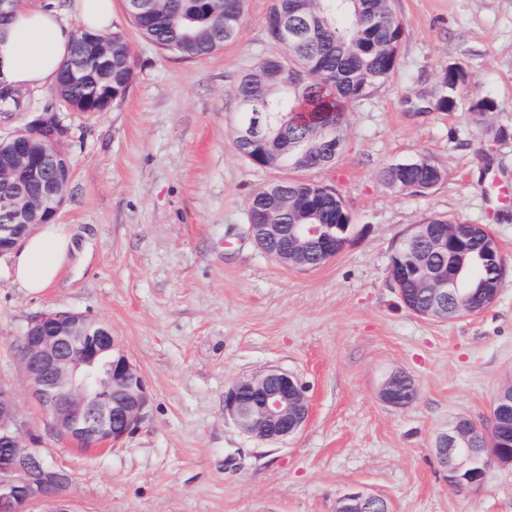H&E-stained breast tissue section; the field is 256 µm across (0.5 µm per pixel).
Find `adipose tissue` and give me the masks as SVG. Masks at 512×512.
Instances as JSON below:
<instances>
[{"label": "adipose tissue", "instance_id": "obj_1", "mask_svg": "<svg viewBox=\"0 0 512 512\" xmlns=\"http://www.w3.org/2000/svg\"><path fill=\"white\" fill-rule=\"evenodd\" d=\"M72 30L55 0H19L0 27V79L25 89L55 85L71 52ZM79 228L55 222L33 229L11 257L15 288L38 295L55 286L75 251Z\"/></svg>", "mask_w": 512, "mask_h": 512}]
</instances>
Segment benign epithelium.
<instances>
[{"mask_svg":"<svg viewBox=\"0 0 512 512\" xmlns=\"http://www.w3.org/2000/svg\"><path fill=\"white\" fill-rule=\"evenodd\" d=\"M55 112H41L33 127L44 133L36 143L26 131L0 136V167L10 174L7 191L0 194V256L15 250L38 222L55 219L65 203L66 185L54 163ZM261 113L250 114L238 134L256 141L262 136ZM38 221H33L32 217ZM281 225L266 224L252 239L263 251L279 235ZM430 233L440 253L462 248V239L447 224H434ZM321 236V225L301 224L293 249L274 253L280 263L314 269L307 257L310 241ZM466 265L450 274L428 266L416 287L430 291L432 306L448 314L450 302L463 288ZM20 363L28 390L45 415L52 433L84 446L114 444L142 420L148 404L146 384L139 368L124 351L112 327L104 320L72 310L42 314L28 326L21 343ZM408 377L398 373L386 379L381 396L392 406H404L415 395ZM305 387L296 375L269 368L235 380L224 392V415L237 428L261 441L284 442L295 436L309 418ZM22 422L12 389L0 385V512H74L67 491L72 478L47 461L37 448L21 443ZM512 430V389L500 390L493 403L490 431L506 437ZM485 432L477 422L459 417L448 424L436 442L437 458L450 465L448 485L469 491L480 489L487 468L512 463V442L497 449L489 462L473 466L475 436ZM336 512H388L382 498L365 491L349 492L336 500Z\"/></svg>","mask_w":512,"mask_h":512,"instance_id":"1","label":"benign epithelium"}]
</instances>
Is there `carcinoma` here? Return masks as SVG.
<instances>
[{
  "label": "carcinoma",
  "mask_w": 512,
  "mask_h": 512,
  "mask_svg": "<svg viewBox=\"0 0 512 512\" xmlns=\"http://www.w3.org/2000/svg\"><path fill=\"white\" fill-rule=\"evenodd\" d=\"M244 0H158L146 16L128 14L130 22L147 40L185 59H201L237 39L243 17ZM303 25L307 33L288 44L287 53L263 61L242 75L238 101L249 100L263 108L268 137L259 142L236 138L239 153L251 163L293 172L269 183L255 193L248 204L251 224H320L326 239H341L355 230L353 216L341 194L319 182L300 178L308 170L305 158L320 151L325 136L336 139V154L345 148L346 114L355 104L371 97L394 71L403 26L393 8V0H272L267 16L270 39L281 43V21ZM95 34L80 28L72 34V49L61 70H80V81L61 80L54 95L72 112H95L117 104L134 78L128 40L115 28L105 44L91 41ZM464 73L449 68L440 76L437 109L450 111L457 103L458 87ZM322 108L319 123L299 126L291 112L304 104ZM29 111L28 93L0 84V112ZM384 182L426 187L440 182V169L420 158L385 166ZM473 251L463 262L484 255L495 270L506 273L500 254L487 251L491 232L482 224L465 225ZM420 256L437 266L453 268V254H439L420 235L409 246H398L392 254L409 263ZM498 275H474L464 283L466 306L476 310L489 306V289L504 287Z\"/></svg>",
  "instance_id": "cac0c4a2"
}]
</instances>
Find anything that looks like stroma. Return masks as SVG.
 <instances>
[{
  "instance_id": "obj_1",
  "label": "stroma",
  "mask_w": 512,
  "mask_h": 512,
  "mask_svg": "<svg viewBox=\"0 0 512 512\" xmlns=\"http://www.w3.org/2000/svg\"><path fill=\"white\" fill-rule=\"evenodd\" d=\"M271 0H246L238 38L190 61L144 39L125 0L113 13L134 80L106 112H64L74 170L57 221L91 244L87 262L38 296L12 288L0 257V382L12 385L22 443L40 436L73 475L77 512H335L352 487L391 512H512V467H488L458 491L433 448L456 417L488 420L512 383V278L478 315L409 312L388 275L393 249L428 217L486 224L512 269V204L490 208L489 172L512 183V0H395L404 28L388 82L347 114L346 147L311 179L335 187L354 217L350 243L316 269L289 268L249 238L248 204L284 177L236 148L240 75L281 55L267 35ZM461 67L455 111L436 109L439 75ZM494 100L495 111L474 103ZM427 158L442 173L423 195L388 188L384 166ZM68 309L107 321L144 375L138 426L105 449L47 429L20 370L28 324ZM276 366L307 388L311 418L267 443L224 414L236 378ZM416 395L380 393L392 373ZM409 378L401 373L393 374L386 379L382 386L381 396L385 402L392 406H404L415 395L414 385L407 384Z\"/></svg>"
}]
</instances>
